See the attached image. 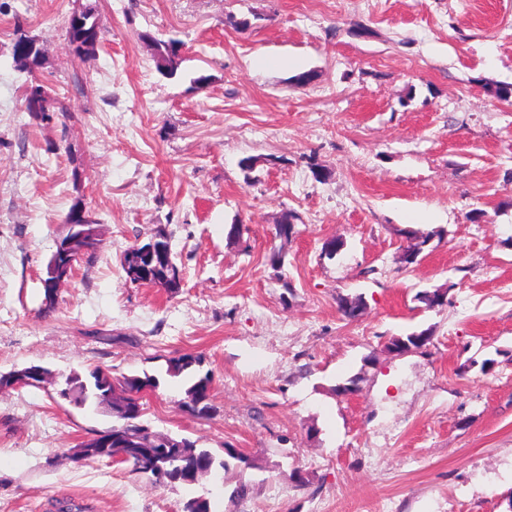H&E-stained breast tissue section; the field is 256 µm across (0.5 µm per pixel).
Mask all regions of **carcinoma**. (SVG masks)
Masks as SVG:
<instances>
[{
    "label": "carcinoma",
    "mask_w": 512,
    "mask_h": 512,
    "mask_svg": "<svg viewBox=\"0 0 512 512\" xmlns=\"http://www.w3.org/2000/svg\"><path fill=\"white\" fill-rule=\"evenodd\" d=\"M80 14V18L69 21L68 41L76 54L88 55L96 51L102 38V31L98 13L92 4L85 5ZM34 42V38L22 33L17 36L13 46V59L16 66L28 73L34 72L40 64L37 60L38 51L33 48ZM180 46L182 43L177 39L156 43L157 52L154 58L161 74L167 77L176 76L182 62ZM30 90L31 87L28 86L24 92L26 111L42 121L51 119L50 112L54 111V106L50 103L45 106L33 104L29 97ZM294 220L296 216L288 212L282 217L281 222L275 225V236L285 245L293 234ZM443 234L444 230L441 228L426 232L401 230L400 235L409 240V245L403 250L400 262L406 265L414 264L410 257L421 255L432 240L442 238ZM153 278L167 285V290L173 292L180 288L181 270L173 261H162L154 265ZM415 298L426 308L435 309L445 304L447 291L442 288L419 291ZM338 307L344 317L352 319L362 313L365 302L360 296L341 297L338 299ZM432 337L433 331L430 328L412 331L404 336H394L389 339L386 350L401 354L411 348L427 346ZM200 363L199 357L184 354L169 360L167 373L172 377L184 378L186 388L182 406L191 409V412L201 417H208L211 414L212 405L205 401V398L210 390L212 378L208 372L201 375L196 371L195 366ZM146 384L156 387L158 381L155 377L147 375L130 376L119 380L101 368L94 369L86 378L77 373L66 377L65 389L71 392V403L78 406L94 405L112 417V427L84 442L81 450L87 459L113 458L121 454L123 455L121 462L131 465L133 471L149 475L162 484H180L182 480L174 478L169 473L171 465L152 458L148 449L144 448L138 454L129 452L131 448L154 440L152 432L142 420V415L136 410L133 397L134 392L140 391ZM166 441L170 444L169 455L174 458V465L183 468L184 473L195 481L204 474L216 473L228 468L224 458L207 448L197 447L196 442L186 437L168 436Z\"/></svg>",
    "instance_id": "carcinoma-1"
}]
</instances>
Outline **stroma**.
<instances>
[{"mask_svg": "<svg viewBox=\"0 0 512 512\" xmlns=\"http://www.w3.org/2000/svg\"><path fill=\"white\" fill-rule=\"evenodd\" d=\"M87 2L0 0V373L55 375L0 388V512L195 497L213 512H512V100L495 95L512 84V0H95L102 43L79 56L67 29ZM20 31L44 50L31 74L13 61ZM169 38L173 78L153 59ZM34 81L51 120L24 110ZM77 204L103 248L47 314L41 279ZM439 227L419 264L398 262L401 229ZM160 228L173 293L122 267ZM434 288L444 306L415 301ZM342 295L364 298L359 317ZM424 328L426 348L385 352ZM184 354L213 378L211 416L166 372ZM96 367L157 377L150 429L237 458L171 486L76 460L112 420L56 385ZM353 377L360 392L337 395ZM182 43L177 39H169L168 41H158L156 43L157 52L154 54L158 71L167 77H174L178 73V69L182 62L179 48Z\"/></svg>", "mask_w": 512, "mask_h": 512, "instance_id": "1", "label": "stroma"}]
</instances>
